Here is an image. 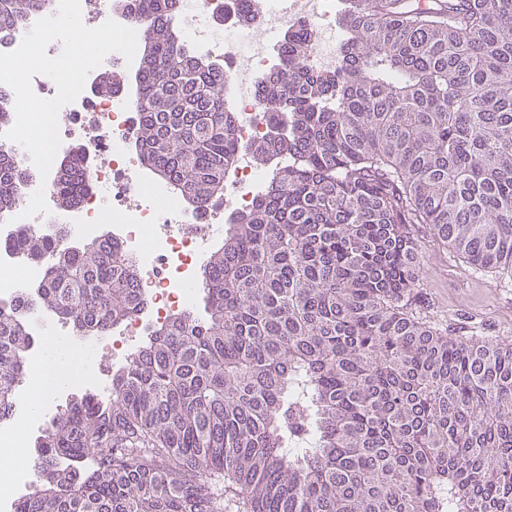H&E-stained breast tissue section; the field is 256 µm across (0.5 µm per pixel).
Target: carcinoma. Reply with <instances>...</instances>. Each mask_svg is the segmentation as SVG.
Listing matches in <instances>:
<instances>
[{
	"instance_id": "cac0c4a2",
	"label": "carcinoma",
	"mask_w": 512,
	"mask_h": 512,
	"mask_svg": "<svg viewBox=\"0 0 512 512\" xmlns=\"http://www.w3.org/2000/svg\"><path fill=\"white\" fill-rule=\"evenodd\" d=\"M144 51L140 160L195 210L240 146L224 65L178 40L176 0H127ZM53 0H0V41ZM341 56L305 62L302 27L261 81L272 175L204 265L206 318L154 329L52 417L38 484L14 512H512V349L413 319L425 256L410 225L512 277V0H345ZM0 89V127L12 121ZM72 148V207L92 188ZM33 172L0 144V217ZM21 228L5 245L46 267L28 296L105 335L146 299L111 238ZM0 305V420L34 345Z\"/></svg>"
}]
</instances>
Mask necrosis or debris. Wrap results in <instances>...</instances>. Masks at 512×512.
<instances>
[{
  "label": "necrosis or debris",
  "instance_id": "1",
  "mask_svg": "<svg viewBox=\"0 0 512 512\" xmlns=\"http://www.w3.org/2000/svg\"><path fill=\"white\" fill-rule=\"evenodd\" d=\"M180 19L187 41L209 58H220L232 73L229 104L240 121L236 136L248 148L266 131L258 98L249 91L257 74L268 73L280 58L277 45L266 42L272 28L284 30L308 25L314 32L305 51L311 69L336 66L335 0H266L250 17H240L235 0H182ZM69 117L60 127L62 144L78 141L97 163L89 176L96 185L76 216L75 232L90 234L95 224L111 218L117 224L115 240L142 271L140 288L148 299L147 312L98 337L96 347L131 357L135 342L152 328L187 308L193 298L191 274L203 258L205 244L224 230L225 213L247 208L270 179L269 170L239 158L224 183L221 209L191 212L176 197L158 201L153 183L144 175L138 155L128 149L137 130L131 98L122 93L89 97L80 94L62 107ZM107 163H99V156ZM42 268L24 265L9 249H0V303L13 302L27 282L42 278Z\"/></svg>",
  "mask_w": 512,
  "mask_h": 512
}]
</instances>
